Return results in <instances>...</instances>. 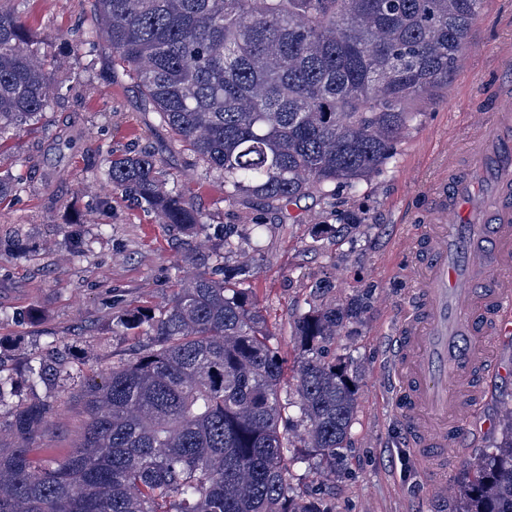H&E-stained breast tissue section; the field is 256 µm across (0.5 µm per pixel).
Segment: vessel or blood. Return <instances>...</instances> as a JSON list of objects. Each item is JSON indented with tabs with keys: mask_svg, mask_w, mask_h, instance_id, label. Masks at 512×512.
Instances as JSON below:
<instances>
[{
	"mask_svg": "<svg viewBox=\"0 0 512 512\" xmlns=\"http://www.w3.org/2000/svg\"><path fill=\"white\" fill-rule=\"evenodd\" d=\"M468 152L454 150L428 192L414 243L417 288L394 338L393 404L419 448L462 440L512 334V108L475 117Z\"/></svg>",
	"mask_w": 512,
	"mask_h": 512,
	"instance_id": "b4317fda",
	"label": "vessel or blood"
}]
</instances>
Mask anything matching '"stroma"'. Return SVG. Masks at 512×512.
I'll use <instances>...</instances> for the list:
<instances>
[{"mask_svg":"<svg viewBox=\"0 0 512 512\" xmlns=\"http://www.w3.org/2000/svg\"><path fill=\"white\" fill-rule=\"evenodd\" d=\"M23 12L42 39V52L67 54L64 67L50 71L66 90L35 128L0 148V165L24 185L20 194L0 200V364L20 373L27 359L46 355L56 341L70 346L74 368L107 371L136 345L133 337L113 334L117 307L162 309L177 287L176 272L192 273L184 257L196 238L159 223L119 192L99 208L86 189L107 151L148 150L211 226H234L246 238L253 223H262L253 286L286 364L294 362L290 341L314 282L329 281L330 301L362 293L370 298L361 322L336 338L337 354L351 357L358 369L346 469L320 477L297 465L292 473L301 488L334 512H454L453 496H429L423 484V462L390 402L387 351L416 286L408 272L410 242L426 219L427 192L448 147L467 148L472 116L512 99V64L500 57L512 47V0H485L454 76L419 104L390 164L358 191L314 193L284 214L255 198L225 201L221 180L206 175L203 162L160 123L135 84L113 71L108 45L95 48L91 68L83 53H70L71 39L93 21L89 0H28ZM66 140L72 148H63ZM101 224L106 234L98 233ZM343 224L352 225V233L340 232ZM76 237L86 251L81 258L71 255ZM19 239L26 249L16 247ZM495 354L503 374L481 410L463 419L469 435L451 451L449 485L473 471L512 406V335L497 342ZM79 393L74 386L39 389L61 410L52 415V435L34 449L35 458L74 452L85 419Z\"/></svg>","mask_w":512,"mask_h":512,"instance_id":"35a3bbf8","label":"stroma"}]
</instances>
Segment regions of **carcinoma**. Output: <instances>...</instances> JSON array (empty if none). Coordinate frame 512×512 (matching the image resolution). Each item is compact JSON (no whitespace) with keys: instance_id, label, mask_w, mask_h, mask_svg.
I'll return each mask as SVG.
<instances>
[{"instance_id":"cac0c4a2","label":"carcinoma","mask_w":512,"mask_h":512,"mask_svg":"<svg viewBox=\"0 0 512 512\" xmlns=\"http://www.w3.org/2000/svg\"><path fill=\"white\" fill-rule=\"evenodd\" d=\"M95 24L75 51L112 48V69L224 182V199L281 210L331 186L358 190L393 159L414 103L448 86L484 0H90ZM59 85L23 13L0 0V145L38 124ZM92 186L110 205L129 192L164 224L207 234L202 213L163 178L149 151L108 153ZM236 231L188 257L195 273L160 314L125 308L112 333L134 353L82 393L86 421L67 458L37 463L55 402L18 400L74 380L65 352L0 373V512H332L292 483L291 466L341 469L357 414L353 362L332 351L368 296L325 302L295 325V399L282 401L283 359L252 289L253 253ZM301 442L296 446L289 432ZM455 512H512V409L456 493Z\"/></svg>"}]
</instances>
